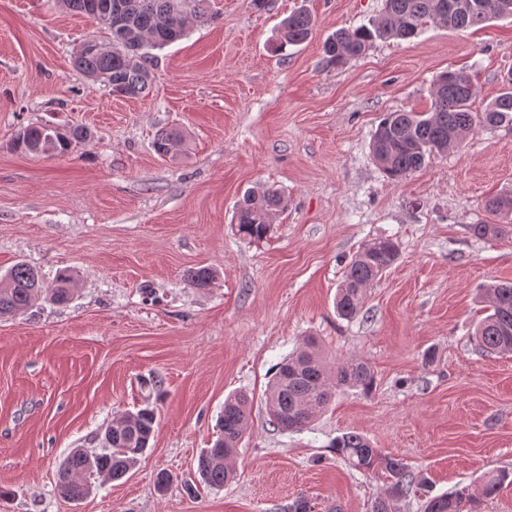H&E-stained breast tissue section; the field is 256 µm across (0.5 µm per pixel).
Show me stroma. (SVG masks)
Instances as JSON below:
<instances>
[{
	"label": "stroma",
	"instance_id": "1",
	"mask_svg": "<svg viewBox=\"0 0 512 512\" xmlns=\"http://www.w3.org/2000/svg\"><path fill=\"white\" fill-rule=\"evenodd\" d=\"M214 22L156 50L148 95H112L74 69L107 30L62 0H0V276L27 263L45 280L76 273L72 301L37 299L0 319V512H370L384 476L344 463L342 433L367 436L426 479L394 502L422 512L426 495L512 472V353H482L471 331L491 281H512V234L487 240L486 198L512 195V129L479 128L461 148L389 178L370 155L383 114L427 112L447 70L485 108L512 72V17L452 31L431 23L408 40L373 41L327 66L336 30L371 25L383 0H212ZM306 8L309 40L270 50L281 20ZM30 123L80 125L65 156L14 152ZM184 142L156 153L165 128ZM277 184L285 207L262 240L240 237L244 193ZM400 245L359 316L335 309L344 268L379 237ZM213 266L201 291L185 270ZM314 339L328 361L359 358L371 391L337 392L307 428L274 430L264 390L278 363ZM253 399L237 477L206 487L197 459L216 438L225 398ZM153 405L150 448L122 479L73 502L59 463L116 418ZM172 483L157 492L158 472Z\"/></svg>",
	"mask_w": 512,
	"mask_h": 512
}]
</instances>
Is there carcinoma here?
Here are the masks:
<instances>
[{"label":"carcinoma","mask_w":512,"mask_h":512,"mask_svg":"<svg viewBox=\"0 0 512 512\" xmlns=\"http://www.w3.org/2000/svg\"><path fill=\"white\" fill-rule=\"evenodd\" d=\"M69 9L107 29L112 36L104 51L75 53L73 65L93 82H101L112 94L125 97L145 95L153 81L155 56L161 49L183 38L191 22L207 24L215 19L210 0H65ZM512 0H384L381 17L372 27L341 29L324 44L327 62L338 66L359 57L377 38L410 39L429 22L451 30H467L491 20L511 17ZM311 14L300 9L280 25L271 51L283 53L289 46L306 42L311 34ZM433 108L429 112H388L372 135L371 154L375 163L392 179H401L420 170L427 157L459 147L478 128L512 127V75L502 93L482 112L470 110L473 86L462 71L440 74L432 86ZM90 137L82 126L29 124L11 143L14 151L32 155L63 156ZM183 134L165 130L157 135L153 147L167 156L182 142ZM484 210L495 218L493 224H474L478 238H497L512 232V196L488 198ZM284 209V196L273 186L244 194L235 212L234 223L245 239L266 236L272 218ZM400 247L390 237L377 238L346 265L344 280L336 296V311L344 319L356 318L364 304L366 288L398 260ZM185 281L205 289L216 278L211 266L189 268ZM76 278L69 270L58 273L52 282L44 281L38 270L20 262L0 278V318L27 310L44 297L62 305L70 302ZM489 302V313L475 326L472 339L485 352L512 353V282L482 288ZM374 372L368 363L351 358L329 365L309 342L296 355L280 363L265 395L269 422L288 432L303 430L331 401L341 387L368 391ZM251 419L248 398L242 394L224 401L216 439L198 458L197 470L204 482L215 489L234 479L229 461L238 453ZM155 409L147 406L112 421L96 436L100 447L75 449L59 466L56 486L70 501H81L90 492L92 481H116L124 477L149 448L154 436ZM348 465L358 471L379 475L388 481L387 494L374 501L380 510L392 512L391 502L404 499L423 486L399 458L385 455L364 435L348 431L332 443ZM509 479L498 470L486 476L483 495L490 497ZM476 497L463 487L425 502L424 512H476Z\"/></svg>","instance_id":"obj_1"}]
</instances>
